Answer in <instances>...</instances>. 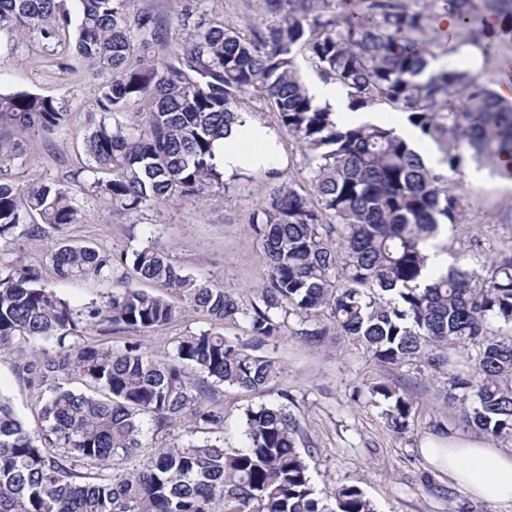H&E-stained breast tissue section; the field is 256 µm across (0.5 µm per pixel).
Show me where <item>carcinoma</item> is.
I'll return each mask as SVG.
<instances>
[{
    "label": "carcinoma",
    "mask_w": 512,
    "mask_h": 512,
    "mask_svg": "<svg viewBox=\"0 0 512 512\" xmlns=\"http://www.w3.org/2000/svg\"><path fill=\"white\" fill-rule=\"evenodd\" d=\"M76 2L74 21L59 0H0V31L34 34L49 46L66 35L68 53L101 78L102 117L90 115L86 164L72 178L106 172L92 187L112 211L228 189L213 144L242 119L238 103L251 93L309 152V191L283 183L252 212L268 270L247 303L183 273L151 246L117 259L91 246L51 249L58 278L108 288L104 303L84 312L48 288L38 269L0 259V354L25 357L22 370L39 399L31 426L0 394V512H377L355 485L318 496L299 448V419L282 402L247 407L245 445L224 447V404L214 386L265 393L280 367L259 348L288 332L312 343L332 331L348 336L381 366L424 361L448 380L444 404L473 397L465 422L511 440L512 339L491 336L485 323L512 327V255L485 275L467 265L431 275L425 251L442 226L464 223L451 176L471 162L496 168L512 157V101L468 70L436 65L433 47L454 50L462 41L494 57L498 44L482 20L512 16V0H444L457 24L441 35L431 28L436 0H336L331 17L322 0H265L273 23L252 38L189 4L193 30L163 59L157 20L132 14L130 0ZM299 54L352 107L386 104L403 113L437 143L448 175L428 167L393 128L337 124L329 107L313 104ZM128 114L141 121H122ZM68 115L63 98L0 93V125L50 138ZM22 150L0 139V239L34 215L40 223L29 233L82 223L64 183L15 184L8 165ZM120 268L169 294L127 287ZM194 316L209 329L177 337L163 355L88 338ZM314 316L327 325L305 328ZM227 325L243 333L230 338L221 332ZM456 343L476 349L466 373L444 354ZM75 380L84 389L72 388ZM368 392L386 404L389 428L409 431L411 394L386 380ZM175 427L180 436L157 442Z\"/></svg>",
    "instance_id": "1"
}]
</instances>
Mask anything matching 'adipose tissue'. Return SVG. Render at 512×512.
I'll use <instances>...</instances> for the list:
<instances>
[{
  "mask_svg": "<svg viewBox=\"0 0 512 512\" xmlns=\"http://www.w3.org/2000/svg\"><path fill=\"white\" fill-rule=\"evenodd\" d=\"M309 91L314 105L329 106L338 124L361 126L384 122V116L378 110L353 109L335 83L314 84ZM276 149L277 140L269 128L247 117L234 125L228 136L216 142L215 162L228 175L242 169L263 168ZM422 453L475 498L512 502V449L489 446L471 437L452 436L444 445L437 442L425 444Z\"/></svg>",
  "mask_w": 512,
  "mask_h": 512,
  "instance_id": "adipose-tissue-1",
  "label": "adipose tissue"
}]
</instances>
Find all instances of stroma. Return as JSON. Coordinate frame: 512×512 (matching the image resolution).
Here are the masks:
<instances>
[{
	"label": "stroma",
	"instance_id": "obj_1",
	"mask_svg": "<svg viewBox=\"0 0 512 512\" xmlns=\"http://www.w3.org/2000/svg\"><path fill=\"white\" fill-rule=\"evenodd\" d=\"M186 2L131 0L130 8L158 18L163 24L164 45L174 49L189 33L181 21ZM201 9L247 37L272 21L263 0H203ZM96 89V79L78 58L63 56L37 38L22 42L0 32V93L25 90L65 99L70 108L68 121L49 139L0 127L1 137L23 141V153L11 163L19 184L56 180L78 169L77 147L86 135L85 117L96 109ZM239 108L275 132L278 149L268 168L239 171L224 197L174 198L137 213L116 214L103 205L91 177L85 176L68 184L83 213L82 223L66 225L45 237L15 235L0 241V253L39 268L44 283L79 311L100 303L103 288L92 281L56 277L46 256L60 240L89 244L115 255L150 245L168 253L194 276L250 296L265 277L266 261L252 236L249 217L278 182L306 185L308 159L295 138L280 131L275 112L263 98L245 96ZM454 180L462 197L465 224L442 229L435 251L448 264L462 262L477 269L490 266L496 256L512 252V188H501L498 176L491 174L473 181L462 172ZM203 327L200 319L181 321L159 332L116 335L111 343L118 349L126 342H136L161 354L171 348L175 337ZM265 352L280 365L281 374L264 399L279 402L284 392L293 397L303 431L300 448L308 453L318 491L357 485L378 512H512V502L473 498L422 455L423 445L438 441L440 435L478 434L476 428L463 425L460 409L443 404L446 381L426 363L382 367L344 336L312 345L303 337L288 335L266 346ZM382 378L407 389L419 403L408 433L390 430L382 416L383 403L370 400L366 392L370 382ZM0 394L10 399L26 422L34 421V394L16 356L9 353L0 355ZM216 395L224 401V445L242 447L241 415L259 399L221 385Z\"/></svg>",
	"mask_w": 512,
	"mask_h": 512
}]
</instances>
